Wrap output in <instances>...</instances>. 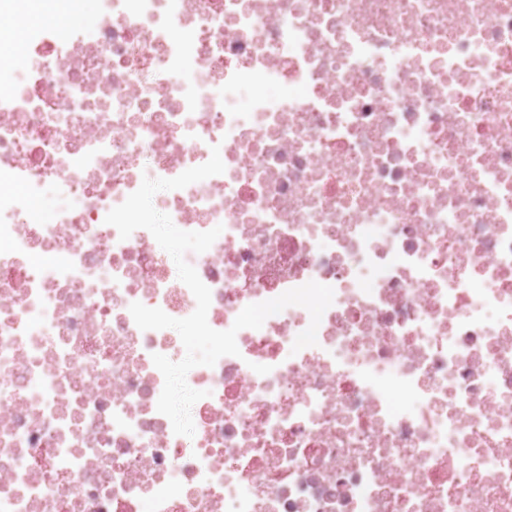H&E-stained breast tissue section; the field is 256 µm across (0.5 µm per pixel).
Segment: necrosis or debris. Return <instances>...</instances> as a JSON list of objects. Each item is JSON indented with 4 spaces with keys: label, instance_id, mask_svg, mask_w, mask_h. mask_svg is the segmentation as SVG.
<instances>
[{
    "label": "necrosis or debris",
    "instance_id": "obj_1",
    "mask_svg": "<svg viewBox=\"0 0 512 512\" xmlns=\"http://www.w3.org/2000/svg\"><path fill=\"white\" fill-rule=\"evenodd\" d=\"M0 77V512H512V0H100ZM161 191L209 325L315 281L157 409L196 300L108 212ZM51 207L54 220L43 209Z\"/></svg>",
    "mask_w": 512,
    "mask_h": 512
}]
</instances>
